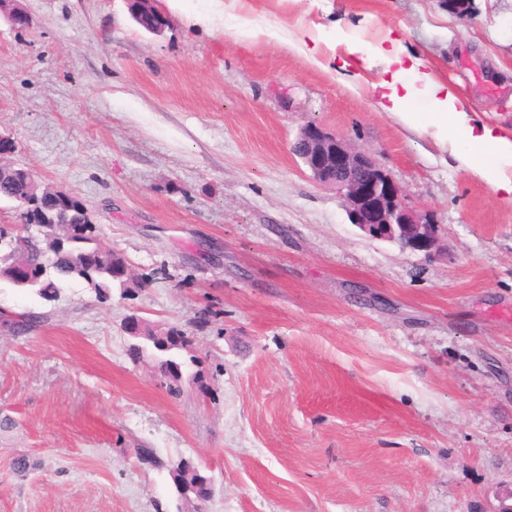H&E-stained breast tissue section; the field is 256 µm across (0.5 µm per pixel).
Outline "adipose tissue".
Wrapping results in <instances>:
<instances>
[{"label": "adipose tissue", "mask_w": 512, "mask_h": 512, "mask_svg": "<svg viewBox=\"0 0 512 512\" xmlns=\"http://www.w3.org/2000/svg\"><path fill=\"white\" fill-rule=\"evenodd\" d=\"M235 34L242 43L261 37L283 42L312 65L327 71L332 62L325 53L326 47L345 44L359 63L380 66L381 78L374 83L373 91L382 111L398 118L408 130L428 134L449 148L474 177L512 205V136L478 119L467 99L452 85L439 80L419 55L408 52L396 31H387L376 45L367 47L340 29L305 31L294 37L288 30L240 16ZM419 96L429 105L423 118L411 110L412 101Z\"/></svg>", "instance_id": "ef3b65f1"}]
</instances>
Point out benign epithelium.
I'll return each instance as SVG.
<instances>
[{
    "label": "benign epithelium",
    "instance_id": "obj_1",
    "mask_svg": "<svg viewBox=\"0 0 512 512\" xmlns=\"http://www.w3.org/2000/svg\"><path fill=\"white\" fill-rule=\"evenodd\" d=\"M131 7L134 19L148 24L149 32L157 34L168 26V19H156L154 0H132ZM290 148L315 183L336 191L348 220L366 236L428 257L445 254L441 225L432 212L412 205L370 151L315 123L301 126ZM25 175L35 203L56 210L58 192L39 190L34 174L27 170Z\"/></svg>",
    "mask_w": 512,
    "mask_h": 512
}]
</instances>
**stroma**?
Wrapping results in <instances>:
<instances>
[{"mask_svg":"<svg viewBox=\"0 0 512 512\" xmlns=\"http://www.w3.org/2000/svg\"><path fill=\"white\" fill-rule=\"evenodd\" d=\"M299 32L410 52L512 134V0H242ZM0 16L10 160L80 197L147 288L98 302L0 285V512H191L168 470L214 479L205 512H495L512 492V206L375 103L276 41L181 12L158 36L128 0H16ZM308 122L374 153L448 255L374 240L289 150ZM34 312L25 333L10 324ZM179 327L184 393L124 329ZM31 467L17 472L14 461Z\"/></svg>","mask_w":512,"mask_h":512,"instance_id":"stroma-1","label":"stroma"}]
</instances>
